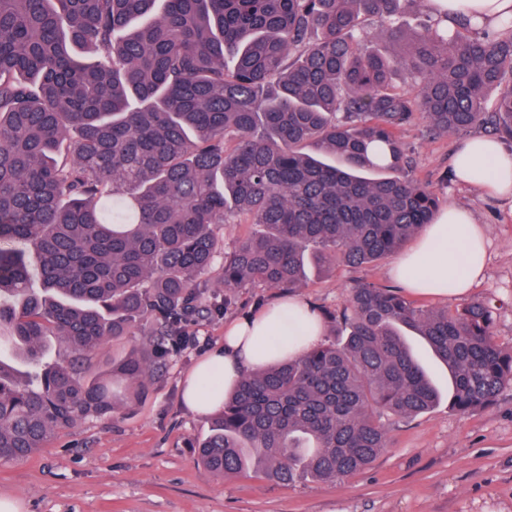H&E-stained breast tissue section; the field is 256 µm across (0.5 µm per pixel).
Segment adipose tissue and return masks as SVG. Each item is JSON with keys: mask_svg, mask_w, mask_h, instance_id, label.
<instances>
[{"mask_svg": "<svg viewBox=\"0 0 512 512\" xmlns=\"http://www.w3.org/2000/svg\"><path fill=\"white\" fill-rule=\"evenodd\" d=\"M449 19L478 15L483 27L499 29L512 18V0H446ZM457 179L482 188L489 196L512 199V152L490 136L465 141L453 160ZM487 238L470 211L448 205L428 225L416 245L398 256L391 276L414 294L444 298L465 296L485 270ZM323 330L304 301L288 297L224 330V346L202 358L186 378L183 401L192 411L217 406L225 390L245 372L270 359L275 345L289 357L319 343Z\"/></svg>", "mask_w": 512, "mask_h": 512, "instance_id": "1", "label": "adipose tissue"}]
</instances>
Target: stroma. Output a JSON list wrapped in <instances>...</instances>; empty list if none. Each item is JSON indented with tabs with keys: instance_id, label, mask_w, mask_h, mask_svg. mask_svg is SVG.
I'll use <instances>...</instances> for the list:
<instances>
[{
	"instance_id": "35a3bbf8",
	"label": "stroma",
	"mask_w": 512,
	"mask_h": 512,
	"mask_svg": "<svg viewBox=\"0 0 512 512\" xmlns=\"http://www.w3.org/2000/svg\"><path fill=\"white\" fill-rule=\"evenodd\" d=\"M400 137L413 174L441 203L467 208L489 240L482 281L467 298L437 299L456 309L493 300L495 336L512 346V204L456 182L452 161L461 135L426 136L422 123ZM391 259L357 270L311 273L303 300L341 308L355 280L394 287ZM283 294L257 288L214 321L192 325L196 343L156 377L143 401L108 420L85 418L59 430L47 448L0 464V495L21 512H512V388L482 412L460 416L440 401L411 418H385L390 446L366 470L330 483L279 484L249 471L220 478L198 466L194 444L209 429L206 415L186 408L181 386L198 359L224 343V325L260 312Z\"/></svg>"
}]
</instances>
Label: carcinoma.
I'll return each mask as SVG.
<instances>
[{
	"instance_id": "carcinoma-1",
	"label": "carcinoma",
	"mask_w": 512,
	"mask_h": 512,
	"mask_svg": "<svg viewBox=\"0 0 512 512\" xmlns=\"http://www.w3.org/2000/svg\"><path fill=\"white\" fill-rule=\"evenodd\" d=\"M414 7L427 21L390 32L399 53L369 44L368 20ZM511 75L512 22L450 28L427 0H0V346L33 367L0 359V463L143 400L191 323L240 292L293 293L312 270L400 251L439 199L399 131L491 121L511 139ZM231 220L265 232L227 250ZM219 259L220 301L204 280ZM317 312L337 339L245 373L197 444L204 471L291 484L367 469L390 447L383 415L439 402L409 332L448 368L452 410L512 385L484 302L429 308L363 282ZM51 337L66 349L49 361ZM126 337L110 373L85 379ZM131 343L127 340L109 341L93 358L89 365V378L105 377L112 365V356L130 350Z\"/></svg>"
}]
</instances>
